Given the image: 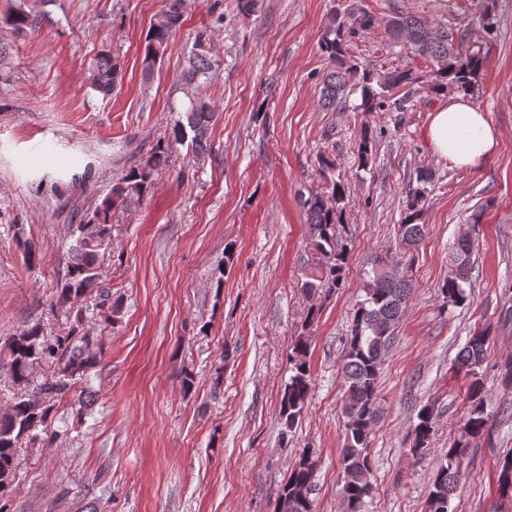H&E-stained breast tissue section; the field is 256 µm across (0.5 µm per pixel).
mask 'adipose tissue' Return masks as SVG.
<instances>
[{
	"instance_id": "ef3b65f1",
	"label": "adipose tissue",
	"mask_w": 512,
	"mask_h": 512,
	"mask_svg": "<svg viewBox=\"0 0 512 512\" xmlns=\"http://www.w3.org/2000/svg\"><path fill=\"white\" fill-rule=\"evenodd\" d=\"M428 139L437 154L460 167L474 165L498 146L497 133L485 112L460 95L433 113Z\"/></svg>"
}]
</instances>
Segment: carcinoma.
<instances>
[{
	"label": "carcinoma",
	"mask_w": 512,
	"mask_h": 512,
	"mask_svg": "<svg viewBox=\"0 0 512 512\" xmlns=\"http://www.w3.org/2000/svg\"><path fill=\"white\" fill-rule=\"evenodd\" d=\"M188 4L189 0H167L165 9L151 24L142 59L144 78H149L155 66L164 60L169 39L183 23ZM26 5L25 0H17L6 15L7 21L18 31L34 30L40 24L39 16L26 9ZM375 24L374 15L358 2L342 10L336 9L330 15L318 40L320 51L328 61L322 76L324 108H336L356 89L361 90L357 111L371 114L385 107L400 89L421 81L435 95L449 89L467 94L478 85L484 66L479 52L463 47L448 25L434 26L420 16L400 11L386 20L388 33L394 42L430 60L431 73L425 78L410 68L391 67L376 73L362 70L348 56V42L367 33ZM219 65L220 61L211 52L207 33L199 32L188 54L182 79L187 85L197 87L200 81H208ZM122 73L119 57L103 49L91 65L88 88L107 96L122 82ZM213 116L214 107L209 99L195 96L187 111V124H176L173 138L158 144L150 156L114 185L112 193L87 223L68 225L70 237L74 239L71 259L52 302L53 308L67 315L66 327L49 334L35 324L6 342L16 390L8 407L0 411V512H7L1 501L11 493L23 443L38 437L36 431L47 423L53 402L70 396L75 384L86 378L101 361V338L84 330L83 309L77 307L76 302L82 297H95L101 322L106 326L111 324L112 291L104 286L99 270L100 257L112 243V209L141 197L152 187L158 170L170 162L172 144L183 141L187 132L193 133L195 149L203 150ZM374 144L373 128L362 124L357 145L359 167L365 169L372 164ZM318 169L323 179L322 190L301 199L310 226V260L300 282L301 291L312 301L304 321L306 329L313 326L319 314L318 301L342 287L353 249L346 227L350 200L344 181L336 174L334 155L326 150L321 152ZM430 180L427 170H419L420 187L409 190L403 200L399 245L409 252L411 259L414 258L411 249L425 235L426 225L420 220L426 184ZM473 245L472 236H463L454 242L448 254V275L440 287L446 305H458L468 298L466 288L471 286L474 270ZM411 290L410 280L390 276L384 271L380 256L373 259L370 269L363 275V295L356 304L342 365L345 417V441L340 460L342 512H366L368 499L373 497L370 448L381 413L379 380L383 358L404 315ZM487 340V331L473 332L455 358L456 368L471 377L468 406L461 420L460 438L448 446L444 460L436 468L425 500V512H449L471 441L486 431L489 413L480 369ZM309 349V337L303 334L294 342L289 355L291 375L284 385L279 408L286 434L296 428L312 388ZM36 368L44 371L38 382L31 380ZM434 429V409L425 406L418 412L413 428L411 452L414 456H422L430 449ZM316 470L317 459L313 452L307 448L302 450L278 491L276 512H313L311 494ZM497 471L499 496L503 504L512 507V453L501 458Z\"/></svg>",
	"instance_id": "obj_1"
}]
</instances>
